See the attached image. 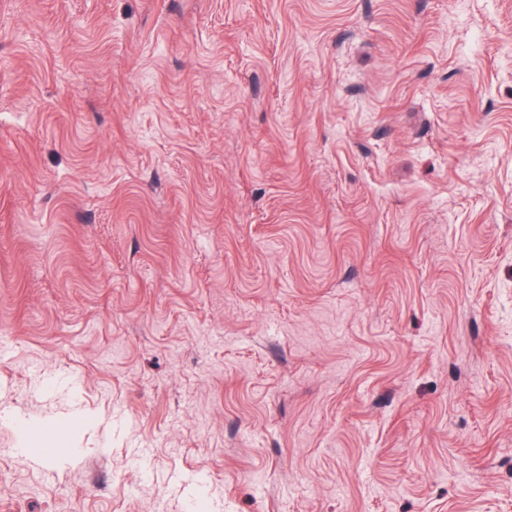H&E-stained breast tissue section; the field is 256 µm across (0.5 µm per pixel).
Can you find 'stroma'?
Here are the masks:
<instances>
[{
	"mask_svg": "<svg viewBox=\"0 0 512 512\" xmlns=\"http://www.w3.org/2000/svg\"><path fill=\"white\" fill-rule=\"evenodd\" d=\"M201 474L512 512V0H0V512Z\"/></svg>",
	"mask_w": 512,
	"mask_h": 512,
	"instance_id": "obj_1",
	"label": "stroma"
}]
</instances>
